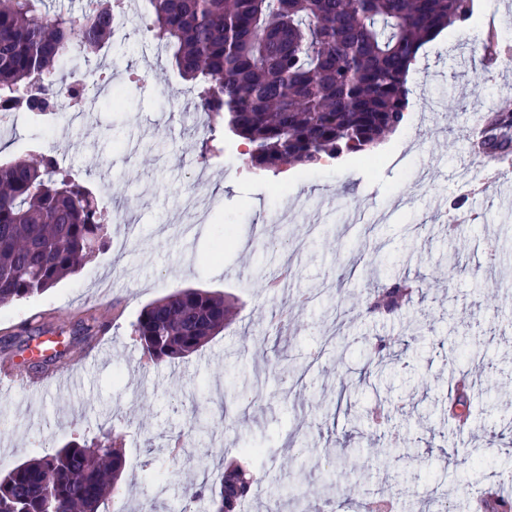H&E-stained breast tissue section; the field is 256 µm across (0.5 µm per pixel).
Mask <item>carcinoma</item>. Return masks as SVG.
<instances>
[{
    "label": "carcinoma",
    "instance_id": "cac0c4a2",
    "mask_svg": "<svg viewBox=\"0 0 512 512\" xmlns=\"http://www.w3.org/2000/svg\"><path fill=\"white\" fill-rule=\"evenodd\" d=\"M149 31L196 107L224 114L246 141L251 167L277 172L325 158L370 157L406 120L408 74L420 50L448 25L470 17L471 0H148ZM112 0L77 16L50 14L45 0H0V102L45 114L58 107L59 71L73 46L94 48L112 33ZM489 153H512V117L491 125ZM108 224L93 192L59 171L48 153L0 165V307L42 294L78 273L106 243ZM414 285L394 277L377 286L367 313L389 316ZM235 312L224 295L183 289L145 306L132 334L155 365L187 358L224 331ZM454 406L471 405L466 378ZM216 423L186 419L195 443ZM125 469L118 437L63 447L0 473V512H103L119 499ZM306 466L280 484L298 497ZM262 477L229 465L215 483L190 482L182 499L210 512H240ZM478 512H512V498L489 491Z\"/></svg>",
    "mask_w": 512,
    "mask_h": 512
}]
</instances>
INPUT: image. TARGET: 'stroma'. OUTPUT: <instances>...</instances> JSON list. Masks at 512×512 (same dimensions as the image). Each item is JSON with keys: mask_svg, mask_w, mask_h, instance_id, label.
I'll use <instances>...</instances> for the list:
<instances>
[{"mask_svg": "<svg viewBox=\"0 0 512 512\" xmlns=\"http://www.w3.org/2000/svg\"><path fill=\"white\" fill-rule=\"evenodd\" d=\"M507 2L473 0L469 20L424 47L409 79L408 117L374 150L373 167L357 158L282 175L225 167L223 119L198 131L167 52L141 33L118 50L121 107L105 101L90 119L56 126L20 112L0 128V161L36 150L64 156L66 171L129 217L110 224L106 249L79 273L0 307V336L20 338L0 359L28 361L32 340L49 336L99 356L80 371L61 359L62 373L78 374L64 392L32 396L0 386V469L109 429L122 441L119 489L131 512L149 494L163 512H177L182 485L216 481L243 446L265 451L262 491L249 512H292L277 505L275 489L302 446L313 459H333L339 491L385 492L396 497V512H411L401 488L424 496L449 471L456 479L447 486L448 512H470L472 490L512 489V206L472 194L462 206L471 220L447 231L456 184L480 163L469 127L496 111L501 86L512 85V67L470 63L489 16ZM201 156L213 164L210 214L196 229L180 202ZM352 209L359 223L348 222ZM222 226L233 242L214 263L209 254ZM274 239L303 247L274 249ZM287 265L288 291L268 287L267 275ZM397 276L423 280L425 297L392 316L367 314L371 290ZM186 288L234 297L233 320L200 352L146 364L133 322L148 303ZM303 294L313 302L302 304ZM282 306L294 334L268 323L269 311ZM91 316L104 331L89 345L81 324ZM374 336L395 340L379 364L366 348ZM476 352L480 370L471 362ZM473 371L481 384L466 435L434 401L454 375ZM243 377L263 378L260 408L181 458L170 456L185 411H218L225 385ZM377 404L389 413L381 428L367 419ZM388 443L400 447L399 461L378 455ZM149 462L173 469L164 491L144 483Z\"/></svg>", "mask_w": 512, "mask_h": 512, "instance_id": "35a3bbf8", "label": "stroma"}]
</instances>
